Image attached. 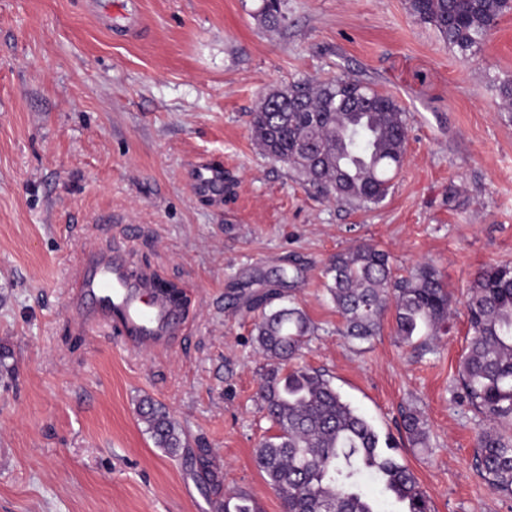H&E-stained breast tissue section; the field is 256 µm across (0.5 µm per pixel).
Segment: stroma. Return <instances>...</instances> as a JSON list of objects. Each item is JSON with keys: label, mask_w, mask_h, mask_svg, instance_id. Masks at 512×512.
Listing matches in <instances>:
<instances>
[{"label": "stroma", "mask_w": 512, "mask_h": 512, "mask_svg": "<svg viewBox=\"0 0 512 512\" xmlns=\"http://www.w3.org/2000/svg\"><path fill=\"white\" fill-rule=\"evenodd\" d=\"M0 0V512H213L189 459L208 448L224 488L281 512L254 463L272 433L258 395L266 360L251 300L279 288L311 319L300 364L323 372L380 435L419 411L428 445H400L435 512H512L475 457L487 428L459 386L468 288L512 264V13L481 55L450 49L406 0ZM345 77L408 113L406 154L384 201L316 193L254 140L271 91ZM224 190L196 194L197 164ZM395 275L431 263L456 300L437 348L419 354L394 314L349 342L324 286L331 256L359 243ZM183 292L180 332L147 348L82 322L89 252ZM179 423L178 456L139 422L142 396Z\"/></svg>", "instance_id": "obj_1"}]
</instances>
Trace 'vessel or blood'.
<instances>
[{
	"instance_id": "obj_1",
	"label": "vessel or blood",
	"mask_w": 512,
	"mask_h": 512,
	"mask_svg": "<svg viewBox=\"0 0 512 512\" xmlns=\"http://www.w3.org/2000/svg\"><path fill=\"white\" fill-rule=\"evenodd\" d=\"M223 178L222 167L203 163L193 169V188L199 193L213 194ZM80 296L93 301L94 319L116 322L122 338L143 345L168 335L178 320L177 308L153 291L150 277L132 275L126 260L114 254L87 256Z\"/></svg>"
}]
</instances>
